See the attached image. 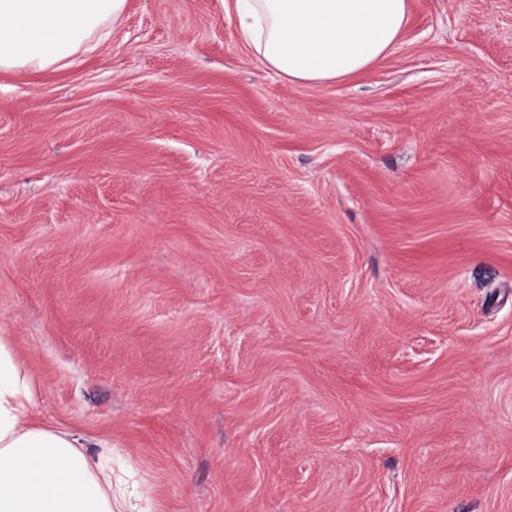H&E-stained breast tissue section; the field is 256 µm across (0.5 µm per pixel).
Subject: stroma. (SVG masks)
<instances>
[{
  "label": "stroma",
  "instance_id": "35a3bbf8",
  "mask_svg": "<svg viewBox=\"0 0 512 512\" xmlns=\"http://www.w3.org/2000/svg\"><path fill=\"white\" fill-rule=\"evenodd\" d=\"M232 0L0 71V336L149 512H512V0L290 83Z\"/></svg>",
  "mask_w": 512,
  "mask_h": 512
}]
</instances>
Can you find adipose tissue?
Returning a JSON list of instances; mask_svg holds the SVG:
<instances>
[{
	"label": "adipose tissue",
	"instance_id": "1",
	"mask_svg": "<svg viewBox=\"0 0 512 512\" xmlns=\"http://www.w3.org/2000/svg\"><path fill=\"white\" fill-rule=\"evenodd\" d=\"M127 0H0V70L41 71L95 49ZM244 43L290 82L357 74L387 56L408 0H233ZM36 391L0 340V512H116L112 448L35 423Z\"/></svg>",
	"mask_w": 512,
	"mask_h": 512
}]
</instances>
